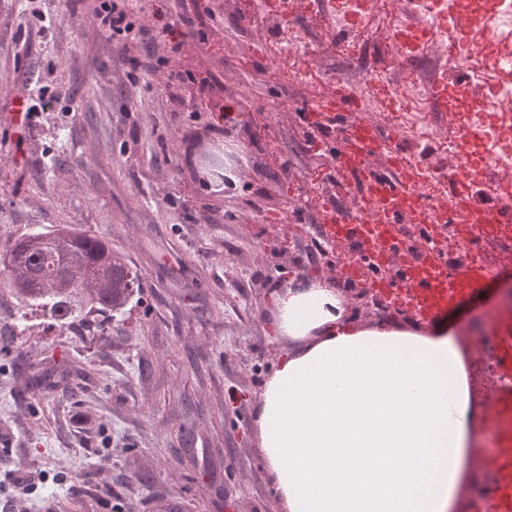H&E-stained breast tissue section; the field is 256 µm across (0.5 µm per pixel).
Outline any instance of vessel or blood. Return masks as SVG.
<instances>
[{
	"label": "vessel or blood",
	"mask_w": 512,
	"mask_h": 512,
	"mask_svg": "<svg viewBox=\"0 0 512 512\" xmlns=\"http://www.w3.org/2000/svg\"><path fill=\"white\" fill-rule=\"evenodd\" d=\"M358 102L341 87L326 98L320 110L307 112L311 127L341 126L342 140L332 149L331 160L345 172L357 188L359 198L370 211L369 219L326 206L322 209V234L331 241L353 246L358 260L342 270L344 280L357 281L368 266H395L393 279L378 278L374 288L398 308L421 318L452 307L460 298L471 297L492 276V268L478 254L482 242L502 239L503 228L512 227V176L500 183L501 196L494 201H478L469 177L459 175L448 181V200L428 204L419 194V167L410 165L394 134L384 133L371 122L356 119ZM383 159L384 169L373 165ZM417 224L432 240L422 248L409 238L407 225ZM453 225L462 260H449L444 225ZM501 469L509 477L501 482L489 503L490 512H512V457L504 456Z\"/></svg>",
	"instance_id": "1"
}]
</instances>
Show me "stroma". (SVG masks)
Listing matches in <instances>:
<instances>
[{"label": "stroma", "mask_w": 512, "mask_h": 512, "mask_svg": "<svg viewBox=\"0 0 512 512\" xmlns=\"http://www.w3.org/2000/svg\"><path fill=\"white\" fill-rule=\"evenodd\" d=\"M192 0H150L140 39L117 42L90 22L93 0H42L28 26L26 0H0V250L30 229L74 224L108 240L139 274L141 289L104 335L46 332L0 293V512H281L258 447L255 410L288 344L273 326L274 296L290 282L324 279L353 316L405 325L410 312L374 314L354 300L337 268L313 261L320 212L300 113L350 68L384 65L394 51L346 44L320 64L295 65L297 82L272 77L283 61L242 67L265 34L242 0H210L200 38L174 42L152 11L178 21ZM208 78L166 84L148 60ZM321 82H312V73ZM51 97L16 129L22 87ZM232 122L217 135L220 110ZM282 164L273 167L270 149ZM237 172L225 186L200 157ZM301 202L283 223L260 214ZM248 211L251 223L233 221ZM480 295L443 312L472 363L481 460L462 491L481 501L506 441L489 364L501 353L496 323L512 286V241Z\"/></svg>", "instance_id": "35a3bbf8"}]
</instances>
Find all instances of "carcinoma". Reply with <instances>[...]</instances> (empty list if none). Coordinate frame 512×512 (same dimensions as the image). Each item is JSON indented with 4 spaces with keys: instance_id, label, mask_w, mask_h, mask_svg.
<instances>
[{
    "instance_id": "obj_1",
    "label": "carcinoma",
    "mask_w": 512,
    "mask_h": 512,
    "mask_svg": "<svg viewBox=\"0 0 512 512\" xmlns=\"http://www.w3.org/2000/svg\"><path fill=\"white\" fill-rule=\"evenodd\" d=\"M0 277L30 313L76 336L105 330L141 280L110 243L70 226L33 230L0 252Z\"/></svg>"
}]
</instances>
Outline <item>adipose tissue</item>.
<instances>
[{"label":"adipose tissue","mask_w":512,"mask_h":512,"mask_svg":"<svg viewBox=\"0 0 512 512\" xmlns=\"http://www.w3.org/2000/svg\"><path fill=\"white\" fill-rule=\"evenodd\" d=\"M274 302L288 350L255 424L282 512H454L480 451L468 360L451 324L356 322L321 279Z\"/></svg>","instance_id":"1"}]
</instances>
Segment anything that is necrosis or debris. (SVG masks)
Wrapping results in <instances>:
<instances>
[{
	"mask_svg": "<svg viewBox=\"0 0 512 512\" xmlns=\"http://www.w3.org/2000/svg\"><path fill=\"white\" fill-rule=\"evenodd\" d=\"M379 0H280L279 17L308 15L314 24L346 27L350 35L372 38ZM474 21L463 34L460 14ZM392 33L412 30L411 49L396 45L398 64L389 71L368 68L342 74L364 112H379L402 134L416 155L436 146L454 150L453 140L438 136L429 124L434 82L458 89L454 132H470L488 171L512 170V0H393Z\"/></svg>",
	"mask_w": 512,
	"mask_h": 512,
	"instance_id": "necrosis-or-debris-1",
	"label": "necrosis or debris"
}]
</instances>
